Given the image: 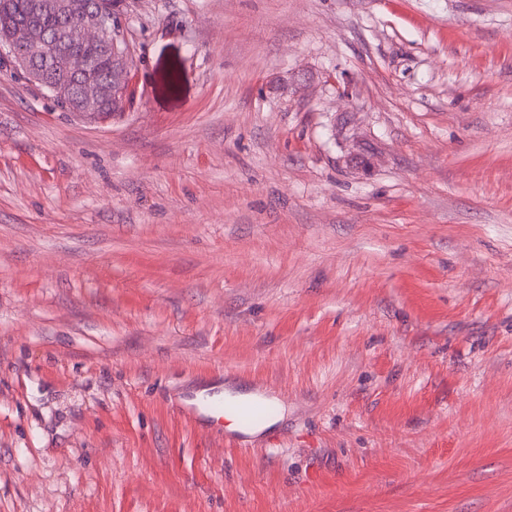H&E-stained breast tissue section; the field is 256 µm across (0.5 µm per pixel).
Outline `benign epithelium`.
<instances>
[{"label":"benign epithelium","mask_w":512,"mask_h":512,"mask_svg":"<svg viewBox=\"0 0 512 512\" xmlns=\"http://www.w3.org/2000/svg\"><path fill=\"white\" fill-rule=\"evenodd\" d=\"M34 11H52L59 14L67 28L75 35L79 43H99L112 54L111 89L123 94L126 91L131 47L125 31L121 30L118 39L109 37L101 13L90 9H77L72 0H33ZM10 57L14 64L22 69L28 80L40 87L48 85L43 70L33 66L38 57L48 58L56 54L57 44L47 32L30 23L16 24L6 41ZM90 61L78 48L63 55V68L69 74L80 77L88 73ZM77 94L85 107V116L90 120L100 119V105L103 88L91 79L78 84Z\"/></svg>","instance_id":"1"}]
</instances>
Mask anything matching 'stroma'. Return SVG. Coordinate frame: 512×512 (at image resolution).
<instances>
[{"mask_svg":"<svg viewBox=\"0 0 512 512\" xmlns=\"http://www.w3.org/2000/svg\"><path fill=\"white\" fill-rule=\"evenodd\" d=\"M114 12L108 119L0 51V512H512V0ZM261 392V396L248 402L226 401L220 397L203 398L199 402L188 400L181 413H183L192 422L202 418H211L219 420L223 417L222 413L226 411L235 415L238 420L246 427L252 426L257 419L265 418L273 410L272 404L266 401V397ZM257 423V422H256Z\"/></svg>","mask_w":512,"mask_h":512,"instance_id":"1","label":"stroma"}]
</instances>
